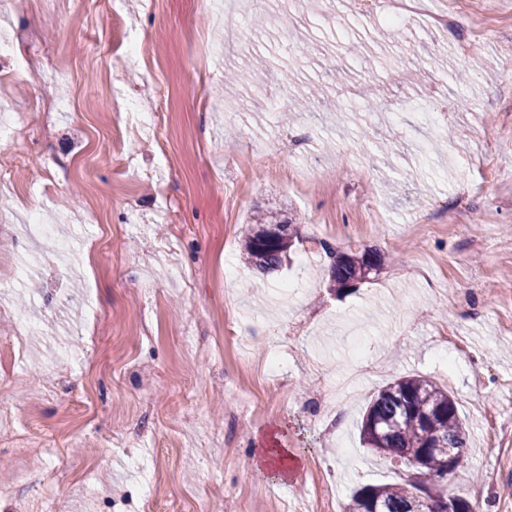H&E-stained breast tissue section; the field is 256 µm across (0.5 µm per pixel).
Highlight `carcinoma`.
I'll return each mask as SVG.
<instances>
[{"instance_id": "1", "label": "carcinoma", "mask_w": 512, "mask_h": 512, "mask_svg": "<svg viewBox=\"0 0 512 512\" xmlns=\"http://www.w3.org/2000/svg\"><path fill=\"white\" fill-rule=\"evenodd\" d=\"M298 237V229L286 215L259 212L243 232L241 258L262 271L279 268ZM386 256L376 250L339 255L329 270L332 287L341 291L352 282H365ZM360 438L369 450L404 463L419 462V481L409 484L363 486L351 496L346 512H424L419 493L429 492L447 501L443 512H476L465 498L447 494L438 484L443 471L452 472L467 463L466 426L448 391L423 376H405L379 390L367 406L360 424Z\"/></svg>"}]
</instances>
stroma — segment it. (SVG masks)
Here are the masks:
<instances>
[{
    "label": "stroma",
    "instance_id": "stroma-1",
    "mask_svg": "<svg viewBox=\"0 0 512 512\" xmlns=\"http://www.w3.org/2000/svg\"><path fill=\"white\" fill-rule=\"evenodd\" d=\"M224 2L116 0V29L97 0H0V31L28 40L0 58V110L62 104L49 132L0 145V347L21 346L0 390V512L37 496L140 512L145 489L159 512H306L321 470L345 512L355 489L410 476L359 425L411 375L448 389L468 429L447 492L512 512V0H446L445 32L349 0H252L229 49ZM234 63L259 84L226 88ZM258 207L301 235L265 279L238 260ZM33 209L71 251L24 242L15 281L10 237ZM365 248L385 264L335 293L331 251ZM21 309L36 335L18 336ZM445 325L465 346L451 373ZM271 437L296 453L281 479L255 463Z\"/></svg>",
    "mask_w": 512,
    "mask_h": 512
}]
</instances>
